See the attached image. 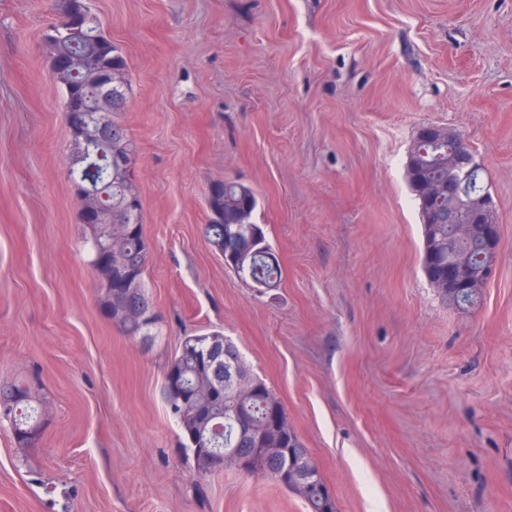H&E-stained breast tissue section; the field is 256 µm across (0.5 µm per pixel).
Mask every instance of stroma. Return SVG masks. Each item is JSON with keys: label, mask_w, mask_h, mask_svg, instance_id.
I'll use <instances>...</instances> for the list:
<instances>
[{"label": "stroma", "mask_w": 512, "mask_h": 512, "mask_svg": "<svg viewBox=\"0 0 512 512\" xmlns=\"http://www.w3.org/2000/svg\"><path fill=\"white\" fill-rule=\"evenodd\" d=\"M129 67L120 120L160 333L125 336L68 176L43 47L55 0H0V381L40 393L35 448L0 428V512H306L279 485L198 479L161 397L219 330L284 405L339 512H512V0H88ZM456 130L498 219L482 303L422 271L405 173ZM255 191L279 287L205 240L212 183Z\"/></svg>", "instance_id": "1"}]
</instances>
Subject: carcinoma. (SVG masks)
<instances>
[{
    "instance_id": "1",
    "label": "carcinoma",
    "mask_w": 512,
    "mask_h": 512,
    "mask_svg": "<svg viewBox=\"0 0 512 512\" xmlns=\"http://www.w3.org/2000/svg\"><path fill=\"white\" fill-rule=\"evenodd\" d=\"M59 24L76 28L79 36L89 35L91 41L78 44L73 36L63 37L50 31L43 38L44 47L51 61L53 80L64 93V112L71 133L69 174L73 183L90 179L104 206L81 212V221L88 229L86 244L89 262H94L99 251L110 246L120 249L121 255L112 257V267L130 272L125 287L113 286L107 273H97L103 291L101 306L109 312L116 303L133 302L146 306L150 298L146 292L144 273L148 258V245L143 234V207L132 209L129 200L139 197L133 180L132 166L137 146L125 127L118 120L124 111L131 87L130 80L112 89V97L120 102V108L112 113V138L107 150L118 155L124 162L113 169L101 166L95 171L86 168L79 159L75 146L81 144L82 132L72 116V111L87 107L89 96L100 89L107 74L113 70H128L123 53L102 32L99 19L91 14L85 0H57ZM409 188L418 203L423 232L422 269L438 296L448 300V286L436 270V265L448 262L452 254L466 258V264L474 272L483 267L479 247L459 242L452 237L451 228L439 223L435 208L452 207L462 215H468L466 196L483 188V173L465 177L452 163L448 138L439 136L432 143L415 141L406 165ZM421 179L439 183L459 182L464 192L456 193L455 200L429 203L419 196L417 183ZM258 206L254 190L237 181H220L211 185L207 196L208 222L204 236L215 251L224 256V263L241 278L258 281L266 288H275L281 280L279 261L266 241L262 225L253 221ZM156 322L131 326L122 321L117 327L128 336H150ZM224 348L234 342L220 331L189 335L183 338L178 350L168 362L167 368L180 380L176 389L163 386L162 396L168 412L177 422L182 436L181 446L191 452L193 448H249L257 441L264 448H281L288 445V436L298 437L288 413L280 400L264 381L256 378V388L250 393L224 392L213 396L206 387L220 385L221 369L202 364L210 345ZM43 404L39 395L31 392L24 382L0 383V424L7 422L19 427L35 426L41 418ZM244 414L249 425L251 440H239L236 426L238 414Z\"/></svg>"
}]
</instances>
